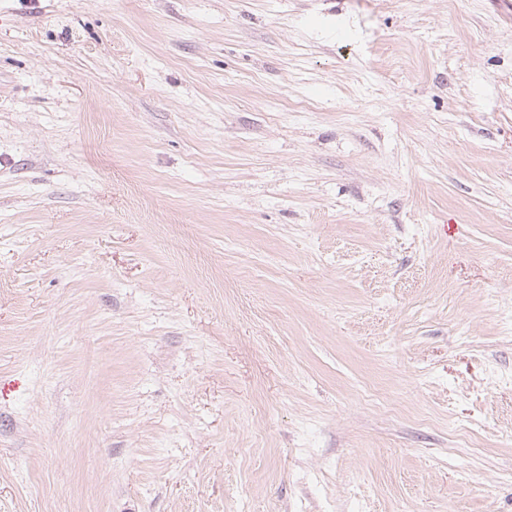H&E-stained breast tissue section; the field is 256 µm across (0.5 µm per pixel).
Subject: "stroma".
Masks as SVG:
<instances>
[{"mask_svg": "<svg viewBox=\"0 0 512 512\" xmlns=\"http://www.w3.org/2000/svg\"><path fill=\"white\" fill-rule=\"evenodd\" d=\"M0 512H512L493 0H0Z\"/></svg>", "mask_w": 512, "mask_h": 512, "instance_id": "1", "label": "stroma"}]
</instances>
